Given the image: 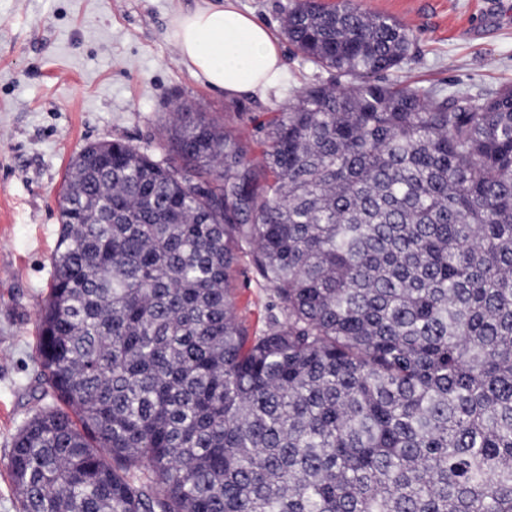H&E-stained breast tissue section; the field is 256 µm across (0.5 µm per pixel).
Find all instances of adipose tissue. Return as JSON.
Instances as JSON below:
<instances>
[{"label": "adipose tissue", "instance_id": "adipose-tissue-1", "mask_svg": "<svg viewBox=\"0 0 512 512\" xmlns=\"http://www.w3.org/2000/svg\"><path fill=\"white\" fill-rule=\"evenodd\" d=\"M177 24L181 63L210 88L232 100L274 86L283 68L279 44L234 0L179 14Z\"/></svg>", "mask_w": 512, "mask_h": 512}]
</instances>
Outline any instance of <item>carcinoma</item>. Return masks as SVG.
Wrapping results in <instances>:
<instances>
[{"label":"carcinoma","instance_id":"obj_1","mask_svg":"<svg viewBox=\"0 0 512 512\" xmlns=\"http://www.w3.org/2000/svg\"><path fill=\"white\" fill-rule=\"evenodd\" d=\"M283 30L344 85L259 125L261 159L181 105L170 157L72 160L18 512H512V85L450 109L381 80L412 33L355 0ZM233 273L232 284L235 288L236 312L239 319L250 329L259 334L266 329L268 305L272 291L255 282L249 269L248 248Z\"/></svg>","mask_w":512,"mask_h":512}]
</instances>
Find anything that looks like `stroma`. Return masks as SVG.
<instances>
[{"mask_svg":"<svg viewBox=\"0 0 512 512\" xmlns=\"http://www.w3.org/2000/svg\"><path fill=\"white\" fill-rule=\"evenodd\" d=\"M224 0H0V512H16L7 471L12 440L40 405L38 316L51 280L59 200L85 145L129 140L168 154L175 105L213 114L250 137L326 72L295 56L282 26L289 0H238L280 45L284 69L266 94L223 95L179 62L174 18ZM407 25L410 55L397 77L449 100H481L512 84V0H357ZM236 312L253 333L267 326L270 289L248 259L233 274Z\"/></svg>","mask_w":512,"mask_h":512,"instance_id":"1","label":"stroma"}]
</instances>
